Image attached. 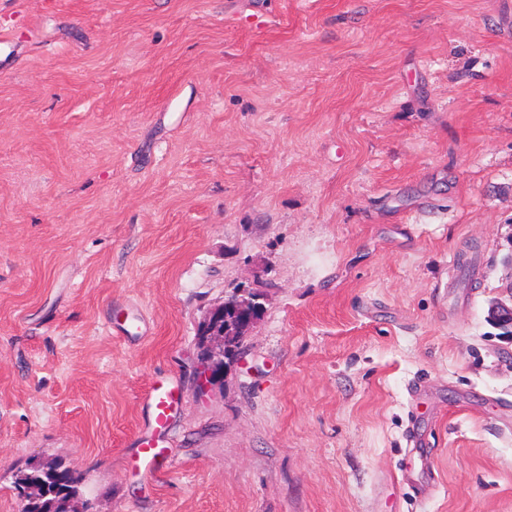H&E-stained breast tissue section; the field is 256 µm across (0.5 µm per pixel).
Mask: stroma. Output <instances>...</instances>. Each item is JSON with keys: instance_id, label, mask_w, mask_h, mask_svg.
Listing matches in <instances>:
<instances>
[{"instance_id": "1", "label": "stroma", "mask_w": 512, "mask_h": 512, "mask_svg": "<svg viewBox=\"0 0 512 512\" xmlns=\"http://www.w3.org/2000/svg\"><path fill=\"white\" fill-rule=\"evenodd\" d=\"M511 283L512 0H0V512H512ZM261 295L250 288H236L221 302L214 305L203 318L198 336L204 335V346L209 353L210 367L204 376L206 382H215V363L224 364V370L240 361V354H230L225 358V349H233L238 341L241 347L245 335L260 320L264 307L259 300ZM224 318V328L219 329L220 318ZM241 339V340H240ZM175 404V393L164 380L155 381L145 396V405L149 412V424L154 428L167 425ZM35 472L39 476L40 483L47 484L50 491L55 493L56 511L67 512V501L71 495L80 491L83 475L58 459H51L37 465L17 468L14 474L16 489L28 479L30 474Z\"/></svg>"}]
</instances>
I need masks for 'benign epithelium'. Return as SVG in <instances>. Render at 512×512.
<instances>
[{"mask_svg":"<svg viewBox=\"0 0 512 512\" xmlns=\"http://www.w3.org/2000/svg\"><path fill=\"white\" fill-rule=\"evenodd\" d=\"M263 312L260 294L249 288L235 289L207 312L198 332L203 337L210 359L205 381H216V363L221 362L228 367L240 361L238 354L225 358V351L232 349L234 344L245 337ZM490 314L497 326L512 330V305L496 302L492 304Z\"/></svg>","mask_w":512,"mask_h":512,"instance_id":"benign-epithelium-1","label":"benign epithelium"}]
</instances>
